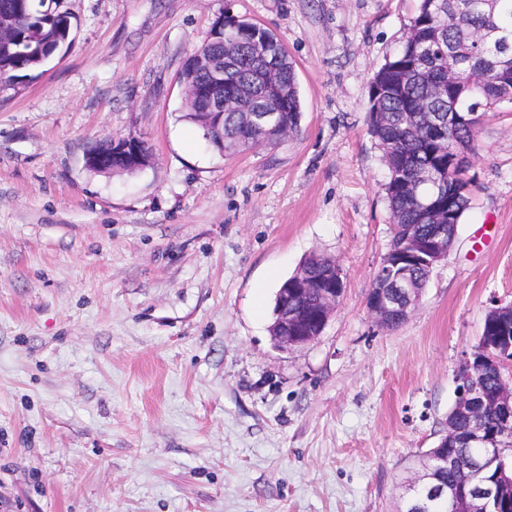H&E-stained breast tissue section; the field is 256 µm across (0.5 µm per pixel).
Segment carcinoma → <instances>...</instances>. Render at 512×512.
<instances>
[{
	"label": "carcinoma",
	"instance_id": "carcinoma-1",
	"mask_svg": "<svg viewBox=\"0 0 512 512\" xmlns=\"http://www.w3.org/2000/svg\"><path fill=\"white\" fill-rule=\"evenodd\" d=\"M51 12L41 0H0V14L9 12L15 25L0 37V90L14 85L30 72L40 69L72 43L73 13L68 0H52ZM455 0H417L409 18L408 33L401 49L373 75L368 91L369 131L382 150L389 172L385 184L386 197L393 219L391 246L402 252L410 250L400 226L413 225L415 235L424 237L433 225H445L448 240L455 239L457 226L470 208L473 195L463 196L454 205V216L448 218V195L437 199L439 211L427 207L434 186L449 178L448 162L453 152H475L479 127L463 126L448 133V125L435 126L431 116L446 117L448 97L437 95L436 86L452 82L460 97L457 107L468 112L476 105L484 111L503 103L512 104V92L499 83L495 58L502 54L501 37H509L512 54V0H497L484 12L482 0H464L467 10L459 13ZM496 30V37L478 40L482 28ZM234 40L237 58L226 70L224 89L233 91L245 82L256 83L270 69H276L278 81L288 86V109L281 113L282 122L296 131L302 116V106L293 63L283 45L267 29L258 30L242 22L224 31V37L211 30L203 45L210 55H224V41ZM464 50L461 68L448 76V46ZM265 134L260 124L244 125L235 112L224 113V140L246 147ZM288 309H300L312 319L313 305L303 295H288ZM507 314L489 313L482 326V344H493L495 338L507 333L512 337V319L501 320ZM486 394L494 396L500 377L496 369L487 368L482 374ZM458 460L457 466L446 471L436 470L421 488L426 495L434 485L458 491L471 481L487 482L498 472L500 460H512V439L499 448V456L487 458L485 449L460 443L448 449Z\"/></svg>",
	"mask_w": 512,
	"mask_h": 512
}]
</instances>
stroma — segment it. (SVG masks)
Listing matches in <instances>:
<instances>
[{
  "label": "stroma",
  "mask_w": 512,
  "mask_h": 512,
  "mask_svg": "<svg viewBox=\"0 0 512 512\" xmlns=\"http://www.w3.org/2000/svg\"><path fill=\"white\" fill-rule=\"evenodd\" d=\"M69 2L64 57L0 91V512H401L487 311L512 304V105L388 330L367 308L392 238L368 86L414 0ZM228 11L287 48L302 118L225 156L179 77ZM127 136L147 167H86ZM312 253L344 293L314 343L278 349L276 292Z\"/></svg>",
  "instance_id": "obj_1"
}]
</instances>
